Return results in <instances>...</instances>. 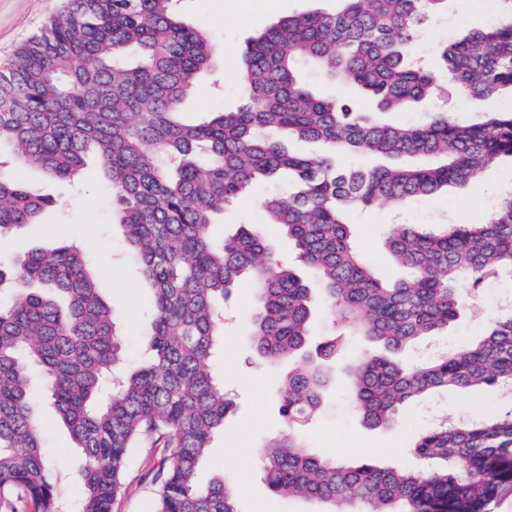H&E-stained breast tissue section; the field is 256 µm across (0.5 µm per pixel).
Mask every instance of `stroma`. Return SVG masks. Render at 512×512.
<instances>
[{
	"label": "stroma",
	"mask_w": 512,
	"mask_h": 512,
	"mask_svg": "<svg viewBox=\"0 0 512 512\" xmlns=\"http://www.w3.org/2000/svg\"><path fill=\"white\" fill-rule=\"evenodd\" d=\"M241 0H187L184 14L196 27L208 29L220 52L212 70L205 76V95L189 93L184 118L190 122L205 119L214 112L235 109L241 103V90L235 79L240 67V47L247 39L288 16L312 9L334 8V0H266L265 13L242 14ZM63 0H0V63L14 49L35 34L45 21L58 13ZM499 16L492 0H448L447 15L434 19L423 30L415 47L420 64L431 65L442 43L461 35L464 29L479 28ZM17 178L29 189L48 197L49 206L36 223L20 233L0 238V263L9 264L23 251L52 245L59 240L81 244L92 260V271L104 298L117 317L125 338L127 365H138L142 341L148 329L146 312L152 301L150 289L141 279L129 252L123 231L113 222L112 193L94 159L71 179H58L39 169L18 167ZM512 190V162L488 168L482 179L461 190H452L415 199L402 209L386 206L352 214L355 238L365 256L386 278L399 277L384 246L385 232L392 224H454L480 219L504 190ZM277 183H260L224 210L214 226L215 235L234 233L244 223L266 220L263 203L283 195ZM461 291L469 305L447 331L425 341V350L438 346L459 347L474 342L488 321L499 311V300L512 289V281L487 280L479 284L463 282ZM224 346L214 361V373L235 402L223 431L216 434L199 472L200 483H208L224 473L237 479L242 512H309L310 506L298 499L274 494L258 473L247 472L242 458H256L268 439L284 432L273 390L278 370L259 365L254 357L248 327L253 311V287L242 282L225 304ZM44 422L45 454L60 478L63 512H79L80 472L83 460L73 448L66 430L58 423L55 410L45 396L41 382H34ZM512 407V393L491 388L480 394L448 391L416 403L405 420L389 430L365 428L353 412L348 392L336 385L320 412L307 427L311 446L348 457L374 456L386 462L404 461L416 436L436 418L460 421L495 409ZM160 452L137 448L131 453L122 491L114 500L113 512H154L156 490L145 481V473L161 463Z\"/></svg>",
	"instance_id": "1"
}]
</instances>
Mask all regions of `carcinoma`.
<instances>
[{"mask_svg": "<svg viewBox=\"0 0 512 512\" xmlns=\"http://www.w3.org/2000/svg\"><path fill=\"white\" fill-rule=\"evenodd\" d=\"M180 0H64L61 11L0 64V146L23 163L68 178L94 154L113 213L153 304L143 358L124 366V340L89 256L73 242L34 248L0 268V512H56L60 492L43 451L30 367L84 458L82 512H112L134 448H159L155 512H242L224 474L201 487L197 472L233 402L217 383L224 300L244 278L254 288L249 336L261 364L288 363L276 391L288 434L259 459L268 488L316 512H486L512 487V410L435 423L409 463L381 465L310 447L302 434L338 373L361 423L387 429L406 406L450 387L512 386V311L472 345L412 363L421 341L466 307L469 277L512 280V197L470 224H400L385 238L398 280L382 277L356 246L349 214L477 180L512 158V110L462 122L428 112L395 126L389 112L429 104L437 87L462 101L512 96V0H493L510 21L467 31L413 62L422 25L448 0H339L279 21L242 48L243 102L196 124L181 119L189 89L217 46L189 25ZM307 61L373 104L353 110L302 80ZM320 143L288 151L284 136ZM360 154L367 167L340 159ZM260 182L288 198L264 202L267 223L295 250L283 262L260 224L216 238L224 208ZM48 201L0 157V236L33 224ZM323 308L331 332L314 345ZM380 346L344 358L343 338Z\"/></svg>", "mask_w": 512, "mask_h": 512, "instance_id": "carcinoma-1", "label": "carcinoma"}]
</instances>
